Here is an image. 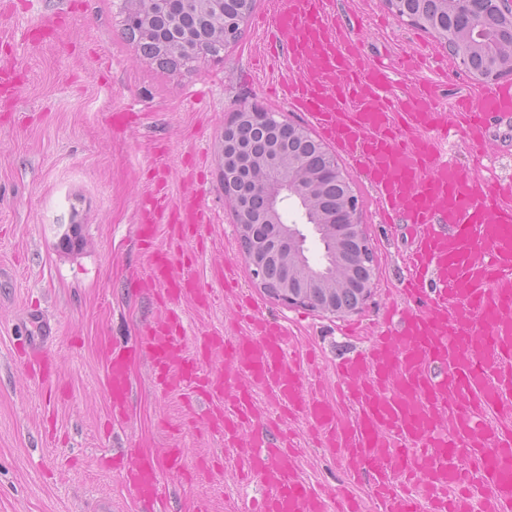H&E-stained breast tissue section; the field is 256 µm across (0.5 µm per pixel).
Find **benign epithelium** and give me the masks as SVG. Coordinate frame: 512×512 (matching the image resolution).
<instances>
[{"label": "benign epithelium", "mask_w": 512, "mask_h": 512, "mask_svg": "<svg viewBox=\"0 0 512 512\" xmlns=\"http://www.w3.org/2000/svg\"><path fill=\"white\" fill-rule=\"evenodd\" d=\"M201 21L213 45L223 47L240 31L247 18L244 7L235 13L225 9V0H182ZM398 18L427 30L448 49L467 78L481 85L512 77V0H384ZM130 11L163 13L170 34L162 50L191 54L195 48L180 32L179 15L170 0H128ZM286 124L292 137L306 140L321 156L317 168L305 156L278 143L260 152L240 147L236 136L250 127ZM221 182L231 202L239 229L238 243L256 285L290 305L310 307L336 316L359 311L377 288L375 256L359 221V202L350 181L334 155L312 137L304 126L281 112L241 105L224 127L221 150ZM336 188L333 202H325L326 182ZM295 210L301 222L311 226L323 257L314 261L306 246L307 235L299 223L288 220ZM356 298L338 306L336 296L345 289Z\"/></svg>", "instance_id": "7a95c632"}]
</instances>
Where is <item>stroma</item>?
Segmentation results:
<instances>
[{
	"label": "stroma",
	"mask_w": 512,
	"mask_h": 512,
	"mask_svg": "<svg viewBox=\"0 0 512 512\" xmlns=\"http://www.w3.org/2000/svg\"><path fill=\"white\" fill-rule=\"evenodd\" d=\"M340 19L374 59L400 51L434 55L436 105L458 95L482 93L426 30L397 18L383 0H335ZM120 0H0V69L15 72L19 91L0 116V512H184L188 501L207 497L212 512H232L260 497L259 483H238L237 460L219 435L205 427L206 400L190 392L164 393L152 385V369L133 360L134 392L127 416L112 420L98 339L118 343L154 320L153 296L130 288L147 271L137 211L155 180L165 181L171 201L196 189L211 215L203 243L184 245L195 256L203 288L223 294L212 278L224 260L241 261L238 231L220 181L224 124L234 108L255 104L286 113L313 137L321 132L306 113L273 95L279 65L262 49L273 33L261 20L274 0H255L241 40L221 58L169 72L125 42L118 27ZM59 23L53 38L37 44L27 31L42 16ZM468 174L512 177V120L490 125L486 146L451 150ZM336 160L360 203V221L378 268L377 288L355 314L329 317L291 307L264 293L241 269L239 286L261 304L263 315L285 321L293 336L316 351L325 372L364 340L353 325L381 317L384 294L400 288L412 246L407 225L384 220L373 187L344 154ZM79 224L87 245H59L68 225ZM39 308L52 334L61 398L51 397L24 371L15 350L29 341V308ZM187 339L223 333L230 314L224 301L201 309L179 308ZM185 450L190 479L162 475L154 505L139 502L119 471L102 458L143 446ZM316 486H340L342 461L309 445L300 461Z\"/></svg>",
	"instance_id": "1"
}]
</instances>
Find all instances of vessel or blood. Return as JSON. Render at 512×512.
<instances>
[{"label": "vessel or blood", "instance_id": "obj_1", "mask_svg": "<svg viewBox=\"0 0 512 512\" xmlns=\"http://www.w3.org/2000/svg\"><path fill=\"white\" fill-rule=\"evenodd\" d=\"M333 2L279 0L272 26L287 71L278 85L376 190L382 212L415 231L411 274L385 304L388 322L369 332L365 350L337 363L332 398L321 369L305 367L287 326L261 316L258 304L236 312V328L188 343L178 305L206 308L213 295L170 247L196 239L210 217L190 195L170 204L159 185L139 208L148 264L134 285L152 289L164 315L132 344L100 337L109 408L116 417L127 412L137 358L150 363L161 390L195 387L211 402L209 430L263 487L247 512H360L351 493L302 478L288 433L261 429L260 394L336 451L369 487L376 512H472L462 490L475 471L502 512H512V180L467 175L444 150L457 135L481 148L491 120L512 113V86L438 108L431 83L395 87L362 56ZM162 227L166 248L156 243ZM29 324L26 365L52 385L44 318L31 314ZM216 353L221 375L208 369ZM183 458L176 445L155 455L131 449L126 482L138 499L155 501L161 470L180 471Z\"/></svg>", "mask_w": 512, "mask_h": 512}]
</instances>
